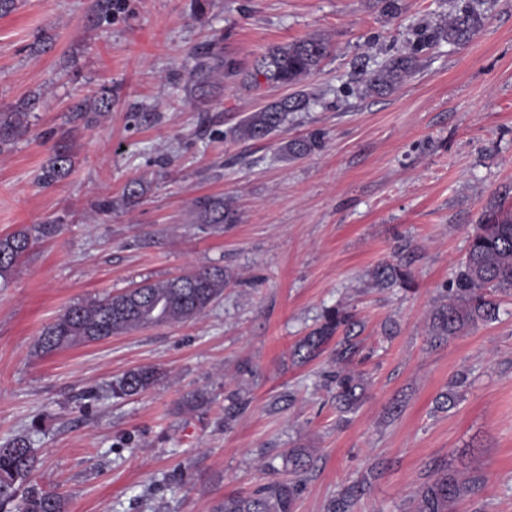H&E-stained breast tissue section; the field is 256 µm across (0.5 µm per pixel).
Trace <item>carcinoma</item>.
<instances>
[{"instance_id":"cac0c4a2","label":"carcinoma","mask_w":512,"mask_h":512,"mask_svg":"<svg viewBox=\"0 0 512 512\" xmlns=\"http://www.w3.org/2000/svg\"><path fill=\"white\" fill-rule=\"evenodd\" d=\"M480 15L464 6L443 27L425 30L407 51L385 61L364 78L368 94L382 95L395 90L419 66L420 54L431 44L446 40L454 44L469 41L478 31ZM329 53L328 42L310 36L289 44L269 48L251 71L242 73L237 60L212 45L196 53L191 80L200 96L217 87L222 76L243 75L251 86L264 78L268 84L290 86L316 73ZM312 94L298 93L282 98L251 113L233 130L240 140L264 139L277 131L288 119V113L308 109ZM112 110V90L106 89L90 101L83 99L71 111L81 115L89 109ZM28 113H0V149L22 136L28 129ZM321 138L312 135L291 140L283 149L291 157H301L320 148ZM70 155L60 147L49 164L42 169L41 181L50 185L68 173ZM201 224H232L235 213L230 203L218 197L198 202ZM59 232L57 224H33L0 238V280L11 271L39 240L52 238ZM375 285L389 288L411 287L410 272L401 264H384L373 273ZM226 276L221 268H202L174 278L145 281L134 289L87 304L67 307L53 322L44 327L39 338L41 351L51 353L63 347L101 341L113 335L149 326L182 323L202 315L224 293ZM512 295V211L501 203L490 205L479 224L468 237L465 255L452 281L443 288L442 300L431 313L429 340L432 344L448 341L468 328L496 318L502 296ZM355 316L338 306L325 310L318 327L296 345L293 355L305 362L317 357L330 342H335L334 370L325 375L326 386L336 405L343 411L355 409L363 396L364 384L356 369L354 357L359 345L353 335ZM158 371L150 366L125 373L112 385L113 394L138 395L151 388ZM38 458L31 440L17 436L0 444V512H66L63 497L29 485ZM288 465L293 474L289 480H270L248 494L232 493L218 501L212 512H294L295 503L305 490L306 474L313 467L312 451L293 448L288 451ZM478 480L462 479L459 474L440 465L432 478L415 492L414 512H451V507L471 494ZM368 478L357 480L328 499L324 512H354L365 493Z\"/></svg>"}]
</instances>
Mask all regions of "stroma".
I'll use <instances>...</instances> for the list:
<instances>
[{
  "label": "stroma",
  "instance_id": "35a3bbf8",
  "mask_svg": "<svg viewBox=\"0 0 512 512\" xmlns=\"http://www.w3.org/2000/svg\"><path fill=\"white\" fill-rule=\"evenodd\" d=\"M94 3L17 0L0 16V113L36 101L27 133L0 152V237L60 227L0 281V442L29 436L32 484L60 493L67 512H211L225 494L287 478V450L311 448L296 512H324L365 476L356 512H412L442 464L482 479L453 512H512V297L496 320L441 345L428 337L473 224L490 203L512 205V0H476L473 38L433 44L383 95L365 93L364 72L460 0H402L394 18L382 0H126L100 23ZM312 35L330 52L300 85L225 78L194 103L189 72L207 43L248 70ZM105 87L111 111L72 112ZM301 89L319 97L309 111L264 139L232 136L247 113ZM313 134L320 149L283 155ZM62 142L69 172L43 185ZM205 196L230 201L236 222L198 224ZM103 199L111 209L96 211ZM400 262L411 289L373 287V269ZM203 267L231 280L201 318L39 351L67 307ZM339 304L362 325L366 391L351 413L321 386L328 355L293 356ZM143 366L157 383L113 396ZM461 373L455 406L436 410ZM194 392L204 404L184 407ZM234 397L243 408L229 420Z\"/></svg>",
  "mask_w": 512,
  "mask_h": 512
}]
</instances>
